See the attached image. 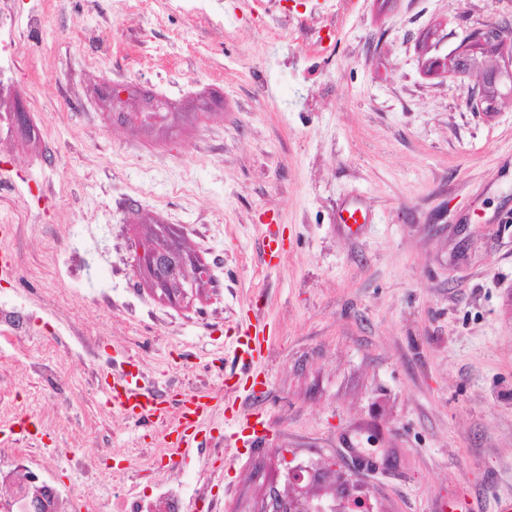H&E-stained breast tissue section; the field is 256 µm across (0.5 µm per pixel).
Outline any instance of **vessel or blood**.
I'll use <instances>...</instances> for the list:
<instances>
[{"instance_id": "1", "label": "vessel or blood", "mask_w": 512, "mask_h": 512, "mask_svg": "<svg viewBox=\"0 0 512 512\" xmlns=\"http://www.w3.org/2000/svg\"><path fill=\"white\" fill-rule=\"evenodd\" d=\"M12 231L11 225H0V277H13L16 269L12 253L7 245ZM235 355L242 362L243 373H250L255 361L263 356V342L257 337H247L237 346ZM101 391L112 407L128 416L142 421L167 422L169 436L165 442L170 458H185L190 449L204 447L199 437V425L208 417L213 408V398L207 392L184 393L181 409L175 419H168L164 407L157 401L137 374L127 370L124 362L112 360L103 368Z\"/></svg>"}]
</instances>
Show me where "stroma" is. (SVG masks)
Returning a JSON list of instances; mask_svg holds the SVG:
<instances>
[{
    "label": "stroma",
    "mask_w": 512,
    "mask_h": 512,
    "mask_svg": "<svg viewBox=\"0 0 512 512\" xmlns=\"http://www.w3.org/2000/svg\"><path fill=\"white\" fill-rule=\"evenodd\" d=\"M36 2L43 30L16 72L31 133L0 152L43 188L0 190L25 275L0 281L24 326L0 344V421L35 427L0 472L48 471L71 512L82 489L113 512L165 484L182 512L204 489L256 512L296 465L347 476L372 512H437L455 493L496 512L512 497V99L473 111L474 79L425 63L481 23L512 24V0ZM110 80L187 113L178 134L113 124ZM346 209L364 224L341 223ZM148 219L209 267L190 301L134 276ZM249 324L268 383L230 392ZM115 355L169 417L182 391L212 393L206 447L171 464L161 424L106 404L96 372ZM234 413L268 423L262 446L225 442Z\"/></svg>",
    "instance_id": "35a3bbf8"
}]
</instances>
